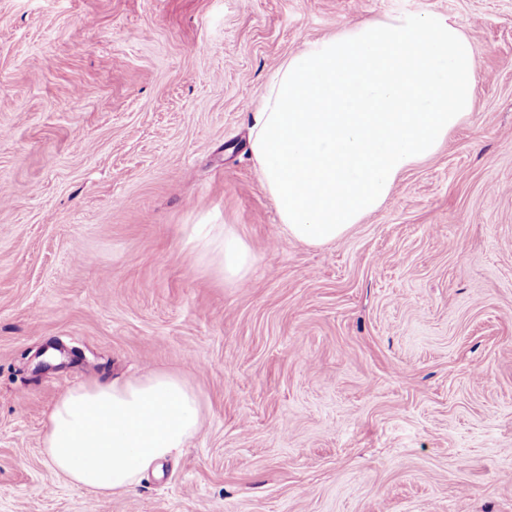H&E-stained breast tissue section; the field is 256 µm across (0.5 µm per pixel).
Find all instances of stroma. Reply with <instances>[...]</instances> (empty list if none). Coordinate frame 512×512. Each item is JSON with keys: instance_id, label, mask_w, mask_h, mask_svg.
Segmentation results:
<instances>
[{"instance_id": "35a3bbf8", "label": "stroma", "mask_w": 512, "mask_h": 512, "mask_svg": "<svg viewBox=\"0 0 512 512\" xmlns=\"http://www.w3.org/2000/svg\"><path fill=\"white\" fill-rule=\"evenodd\" d=\"M403 14L474 44L469 116L340 240L283 236L258 101ZM151 371L200 433L125 494L70 484L54 404ZM0 512H512V0H0ZM192 231L190 240L195 243L197 260L214 265L225 282L242 283L247 279L254 256L232 228L224 225L210 238H200L195 228Z\"/></svg>"}]
</instances>
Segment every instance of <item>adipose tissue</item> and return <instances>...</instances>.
Here are the masks:
<instances>
[{
  "instance_id": "adipose-tissue-1",
  "label": "adipose tissue",
  "mask_w": 512,
  "mask_h": 512,
  "mask_svg": "<svg viewBox=\"0 0 512 512\" xmlns=\"http://www.w3.org/2000/svg\"><path fill=\"white\" fill-rule=\"evenodd\" d=\"M190 240L196 259L214 265L225 281L246 280L254 256L232 228ZM202 420L196 390L176 374L156 371L68 391L49 416L43 447L72 485L120 495L157 460L185 448Z\"/></svg>"
}]
</instances>
